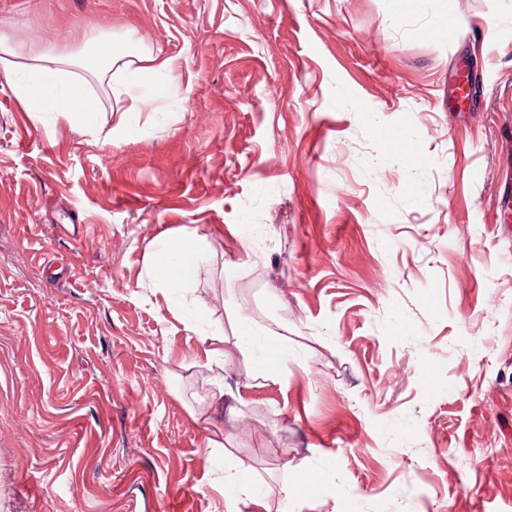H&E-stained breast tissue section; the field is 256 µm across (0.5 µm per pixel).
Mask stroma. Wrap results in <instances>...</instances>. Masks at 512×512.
<instances>
[{
    "label": "stroma",
    "instance_id": "stroma-1",
    "mask_svg": "<svg viewBox=\"0 0 512 512\" xmlns=\"http://www.w3.org/2000/svg\"><path fill=\"white\" fill-rule=\"evenodd\" d=\"M3 26L145 46L173 90L120 129L90 82L105 145L0 85V512H512V0H0ZM180 238L197 274L159 287ZM199 252L193 242L162 240L153 252L152 274L167 288L188 284L196 275Z\"/></svg>",
    "mask_w": 512,
    "mask_h": 512
}]
</instances>
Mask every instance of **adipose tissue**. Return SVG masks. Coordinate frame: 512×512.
Wrapping results in <instances>:
<instances>
[{"label": "adipose tissue", "mask_w": 512, "mask_h": 512, "mask_svg": "<svg viewBox=\"0 0 512 512\" xmlns=\"http://www.w3.org/2000/svg\"><path fill=\"white\" fill-rule=\"evenodd\" d=\"M19 47L14 34L0 31V82L13 91L35 120L63 117L87 131L97 129L99 103L87 90V77L109 79L114 111L136 112L171 89L168 60L150 52L133 54L112 39L98 40L91 54L75 58L68 50L45 48L34 52L28 65L14 63ZM79 63L86 77L73 79L71 63ZM199 252L193 242L166 239L153 252L154 279L168 288L188 284L196 275Z\"/></svg>", "instance_id": "obj_1"}]
</instances>
